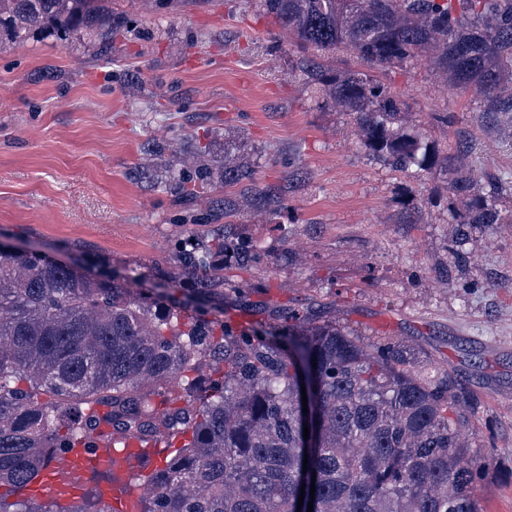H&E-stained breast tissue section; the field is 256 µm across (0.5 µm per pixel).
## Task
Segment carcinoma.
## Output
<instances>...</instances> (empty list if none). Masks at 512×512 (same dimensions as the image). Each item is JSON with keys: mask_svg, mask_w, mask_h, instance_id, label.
Returning <instances> with one entry per match:
<instances>
[{"mask_svg": "<svg viewBox=\"0 0 512 512\" xmlns=\"http://www.w3.org/2000/svg\"><path fill=\"white\" fill-rule=\"evenodd\" d=\"M107 0H0V34L23 41L49 30L112 40ZM268 13L317 55L340 48L372 67L407 62L428 47L434 63L487 109L512 96V0H264ZM315 89L353 115L363 146L393 170L429 171L437 160L417 131L395 127L402 101L373 75L332 74L305 57ZM224 185L257 192L270 213L284 198L256 191L252 173L224 165ZM460 224L499 222L478 181ZM184 270L201 272L200 299L217 317L176 299L164 278L142 293L127 277L97 279L36 250H0V512H113L97 492L66 505L25 490L79 439L173 441L181 450L147 477L139 512H481L469 392L446 368L427 371L398 340L368 341L314 315L284 308L275 321L238 323L224 305L229 253L243 268L262 256L230 236L196 229L176 243ZM208 394L197 395L203 363ZM181 380L179 390L171 387ZM316 411L312 447L303 403ZM308 462H303V459ZM315 495H310V488Z\"/></svg>", "mask_w": 512, "mask_h": 512, "instance_id": "carcinoma-1", "label": "carcinoma"}]
</instances>
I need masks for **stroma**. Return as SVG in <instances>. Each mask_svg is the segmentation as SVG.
I'll use <instances>...</instances> for the list:
<instances>
[{"mask_svg":"<svg viewBox=\"0 0 512 512\" xmlns=\"http://www.w3.org/2000/svg\"><path fill=\"white\" fill-rule=\"evenodd\" d=\"M111 6L127 32L108 49L86 34L0 37V241L146 292L167 274L196 287L176 240L230 230L264 261L232 271L226 298L244 289L269 315L312 307L366 338L413 342L466 380L485 460L477 495L485 512H512V112L486 111L424 53L373 68L404 102L398 126L448 160L397 172L316 92L261 0ZM198 144L281 189V213L240 197L225 217L220 184L185 198L169 174L197 180ZM461 171L481 178L499 224L456 223Z\"/></svg>","mask_w":512,"mask_h":512,"instance_id":"obj_1","label":"stroma"}]
</instances>
